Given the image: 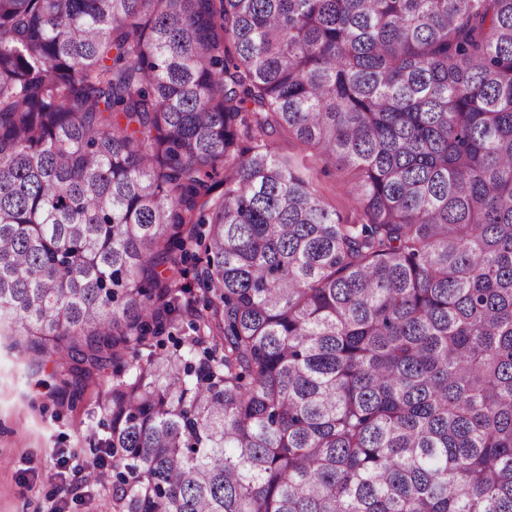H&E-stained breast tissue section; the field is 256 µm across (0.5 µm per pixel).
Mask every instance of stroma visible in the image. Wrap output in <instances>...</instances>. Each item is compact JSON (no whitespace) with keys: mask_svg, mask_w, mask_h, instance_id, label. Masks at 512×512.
I'll list each match as a JSON object with an SVG mask.
<instances>
[{"mask_svg":"<svg viewBox=\"0 0 512 512\" xmlns=\"http://www.w3.org/2000/svg\"><path fill=\"white\" fill-rule=\"evenodd\" d=\"M111 385V369L75 381L54 360L35 367L0 346V512H45L53 500L64 512H110L111 466L88 484L82 464Z\"/></svg>","mask_w":512,"mask_h":512,"instance_id":"35a3bbf8","label":"stroma"}]
</instances>
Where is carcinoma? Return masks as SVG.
<instances>
[{
	"label": "carcinoma",
	"mask_w": 512,
	"mask_h": 512,
	"mask_svg": "<svg viewBox=\"0 0 512 512\" xmlns=\"http://www.w3.org/2000/svg\"><path fill=\"white\" fill-rule=\"evenodd\" d=\"M2 336L114 512H512V0H0Z\"/></svg>",
	"instance_id": "1"
}]
</instances>
